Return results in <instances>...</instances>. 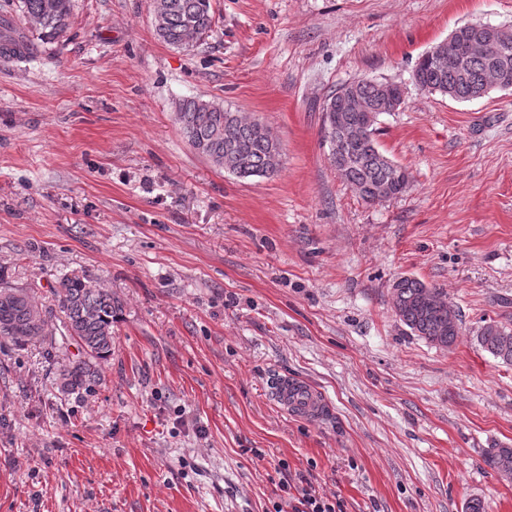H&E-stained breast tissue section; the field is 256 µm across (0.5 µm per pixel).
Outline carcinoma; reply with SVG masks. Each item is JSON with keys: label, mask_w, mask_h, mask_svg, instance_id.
Segmentation results:
<instances>
[{"label": "carcinoma", "mask_w": 512, "mask_h": 512, "mask_svg": "<svg viewBox=\"0 0 512 512\" xmlns=\"http://www.w3.org/2000/svg\"><path fill=\"white\" fill-rule=\"evenodd\" d=\"M71 7V0H21L24 17L47 42L66 32ZM152 7L156 34L170 46L183 49L188 34L202 41L212 30L209 0H152ZM33 51L34 43L0 33L1 59L21 58ZM503 67L512 71V33L485 59L441 63L424 53L413 70L412 82L423 92L469 101L496 88L481 84L480 79L489 70ZM349 86L355 88L368 111L344 112L338 125L331 108ZM381 86L382 82L373 78H353L331 91L323 105L322 140L341 144V151L331 156V161L340 177L367 203L375 202L382 187L388 188L391 199L410 188V173L383 153L374 138L375 124L383 112ZM177 121L198 154L238 178L271 177L281 169L271 162L278 140L259 134L256 120L213 101L187 99L178 106ZM35 288L34 284L14 283L8 268L0 265V340L19 350L37 343L55 345L49 330L53 310L38 303ZM55 295L65 316L64 335L82 351L81 357L60 364L57 384L68 395L90 393L99 381L101 363L112 356V323L118 300L112 291L78 274L63 276ZM392 298L396 315L413 333L441 347L455 343L461 324L448 326V302L440 289L401 277L392 285ZM479 343L495 358L512 365V331L489 322L479 332ZM483 462L503 477L512 476V448H492Z\"/></svg>", "instance_id": "1"}]
</instances>
